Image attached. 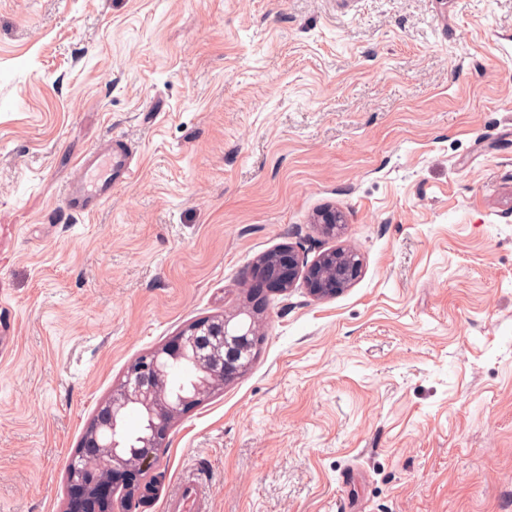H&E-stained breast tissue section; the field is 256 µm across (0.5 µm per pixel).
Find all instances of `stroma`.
Here are the masks:
<instances>
[{
  "instance_id": "stroma-1",
  "label": "stroma",
  "mask_w": 512,
  "mask_h": 512,
  "mask_svg": "<svg viewBox=\"0 0 512 512\" xmlns=\"http://www.w3.org/2000/svg\"><path fill=\"white\" fill-rule=\"evenodd\" d=\"M112 138L131 181L71 211ZM284 244L361 274L269 296L144 512L187 478L206 512H512V0H0V512H60L130 362Z\"/></svg>"
}]
</instances>
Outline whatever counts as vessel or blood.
<instances>
[{
	"instance_id": "b4317fda",
	"label": "vessel or blood",
	"mask_w": 512,
	"mask_h": 512,
	"mask_svg": "<svg viewBox=\"0 0 512 512\" xmlns=\"http://www.w3.org/2000/svg\"><path fill=\"white\" fill-rule=\"evenodd\" d=\"M80 175L66 190L70 208L80 214H91L108 200L113 189L130 179L131 162L124 146L105 147L92 152L79 165ZM201 487L192 480L183 482L179 495L165 506V512H183L187 503H200Z\"/></svg>"
}]
</instances>
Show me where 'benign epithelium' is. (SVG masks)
Masks as SVG:
<instances>
[{
  "instance_id": "obj_1",
  "label": "benign epithelium",
  "mask_w": 512,
  "mask_h": 512,
  "mask_svg": "<svg viewBox=\"0 0 512 512\" xmlns=\"http://www.w3.org/2000/svg\"><path fill=\"white\" fill-rule=\"evenodd\" d=\"M322 229L333 235L345 223L334 211L320 213ZM361 263L346 250H332L307 262L289 245L261 256L249 269L247 305L236 313L207 316L184 326L155 350L136 358L112 392L98 405L78 451L67 466L62 512H137L163 479L158 452L167 447L174 420L243 375L260 344L259 316L272 293H286L301 280L317 299L334 298L357 280ZM192 367L193 378L169 385L170 366ZM141 414L129 437L124 421L130 407ZM95 467H90L88 458Z\"/></svg>"
}]
</instances>
